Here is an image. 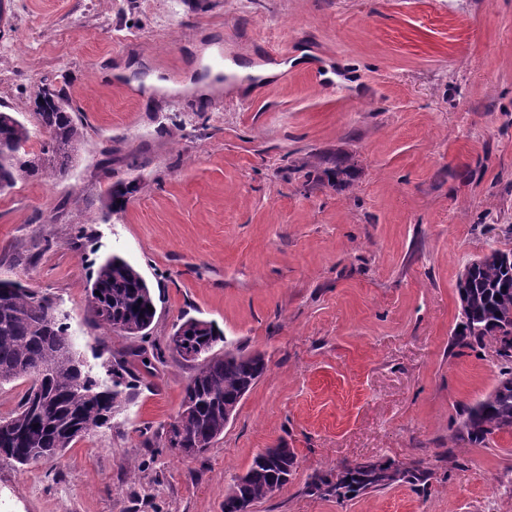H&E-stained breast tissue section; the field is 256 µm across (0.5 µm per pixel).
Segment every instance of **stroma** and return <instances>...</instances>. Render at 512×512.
<instances>
[{
	"instance_id": "35a3bbf8",
	"label": "stroma",
	"mask_w": 512,
	"mask_h": 512,
	"mask_svg": "<svg viewBox=\"0 0 512 512\" xmlns=\"http://www.w3.org/2000/svg\"><path fill=\"white\" fill-rule=\"evenodd\" d=\"M5 3L0 111L34 130L42 89L65 88L82 142L65 174L0 191V280L51 298L104 384L117 357L135 381L55 461L0 459V512H224L265 448L296 465L254 512H512V434L460 432L500 364L452 343L464 267L512 251V0ZM273 47L289 77L178 89L214 50L257 66ZM110 254L151 289L146 334L90 310ZM189 317L215 324V353L267 363L191 458L165 445L197 368L169 348ZM381 457L433 477L307 489Z\"/></svg>"
}]
</instances>
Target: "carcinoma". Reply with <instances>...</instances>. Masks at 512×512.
<instances>
[{
  "mask_svg": "<svg viewBox=\"0 0 512 512\" xmlns=\"http://www.w3.org/2000/svg\"><path fill=\"white\" fill-rule=\"evenodd\" d=\"M39 131L44 134L39 154L30 156L25 145L32 136L26 124L0 112V188L12 187L20 178H39L67 171L81 133L68 96L62 89L46 87L36 102ZM465 302L454 339L461 347L490 346L502 365L493 390L467 411L461 431L477 444L497 432L512 431V264L477 260L469 279L458 288ZM90 307L97 322L109 331L127 336L143 334L155 313L150 289L124 258L112 255L98 266L90 292ZM183 336V350L203 348V359L184 390L182 448L206 451L224 434V407L238 406L265 373L259 354L243 350L212 353L220 340L213 324L188 319L175 331ZM183 350L177 351L183 355ZM31 380L19 410L0 418V458L21 466L52 461L78 438L104 427L114 409L126 398L122 375L103 387L76 357L67 326L46 296L18 283L0 281V384ZM167 447L178 446L166 440ZM296 463L293 449L267 448L258 453L248 479L230 486L224 512H253L257 502L288 483ZM433 471L421 460L397 465L389 460L345 461L336 472L309 485L312 492L349 500L362 492L395 483L426 486Z\"/></svg>",
  "mask_w": 512,
  "mask_h": 512,
  "instance_id": "obj_1",
  "label": "carcinoma"
}]
</instances>
